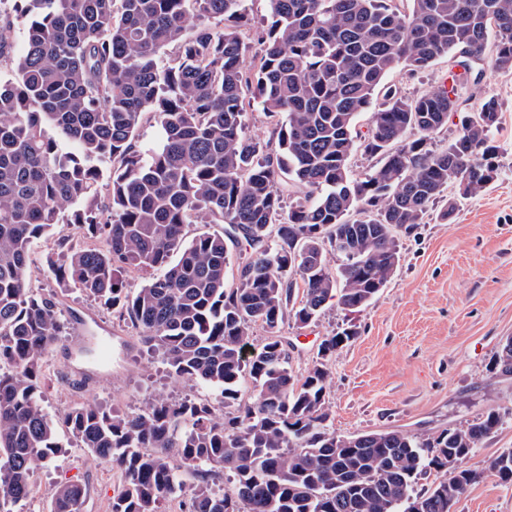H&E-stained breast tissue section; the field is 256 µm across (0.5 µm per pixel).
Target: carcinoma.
<instances>
[{"label": "carcinoma", "instance_id": "carcinoma-1", "mask_svg": "<svg viewBox=\"0 0 512 512\" xmlns=\"http://www.w3.org/2000/svg\"><path fill=\"white\" fill-rule=\"evenodd\" d=\"M267 2L256 28L244 0H0V66L11 73L0 82V365L10 366L0 368V512H22L33 470L62 450L38 380L65 325L27 274L31 244L61 224L102 243L71 250L58 278L125 311L172 376L215 390L227 409L155 397L133 416L67 411L81 446L126 475L112 512H160L182 470L198 477L188 512H455L484 476L512 478V450L468 465L500 413L426 439L338 435L324 364L299 378L282 337L257 349L250 338L258 322L305 326L334 299L361 311L399 265L397 231L425 223L445 196L449 219L494 182V98L448 145L432 139L484 62L512 71V0ZM251 36L261 54L247 71ZM442 57L456 76L446 92L406 97L385 84L398 67ZM380 94L358 135L356 118ZM252 99L277 118L273 146L245 131ZM146 114L163 132L149 148L138 139ZM358 149L380 157L360 178L349 164ZM194 223L224 233L189 240ZM330 253L342 259L335 270ZM129 272L146 275L132 295ZM356 335L351 325L325 337L318 357ZM245 379L253 400L243 406ZM432 469L440 478L417 490ZM219 472L233 493L213 491ZM85 497L63 484L53 512H82Z\"/></svg>", "mask_w": 512, "mask_h": 512}]
</instances>
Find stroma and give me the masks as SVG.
Instances as JSON below:
<instances>
[{"label": "stroma", "instance_id": "35a3bbf8", "mask_svg": "<svg viewBox=\"0 0 512 512\" xmlns=\"http://www.w3.org/2000/svg\"><path fill=\"white\" fill-rule=\"evenodd\" d=\"M447 74L448 61L442 58L423 72L395 70L387 82L411 96L433 89ZM486 97L498 101L501 113L496 180L480 195L461 201L452 219L431 216L410 232H399L400 263L360 312L331 303L308 325L288 318L278 330L288 340L296 375L323 363L329 424L337 434L399 431L426 438L498 411L505 423L477 448L471 460L476 468L512 449V375L496 365L502 344L512 337V72L485 67L481 85L461 92L456 111L434 136L437 145H446ZM90 242L75 225L35 241L28 255L29 284L55 297L68 324L85 323L91 334L111 330L126 337L130 347L117 351L110 376L91 383L85 377L93 367L90 354L71 355L68 337H61L44 358V412L56 419L72 407L95 403L138 413L148 398L165 395L223 413L209 389L167 375L160 356L142 347L128 315L59 283L55 268L63 256ZM351 325L357 336L319 359L322 339ZM58 437L63 450L34 469L24 512H52L53 495L66 482L85 486L84 512H111L113 497L125 485L121 469L82 448L66 427H59ZM456 512H512V483L480 479L461 497Z\"/></svg>", "mask_w": 512, "mask_h": 512}]
</instances>
